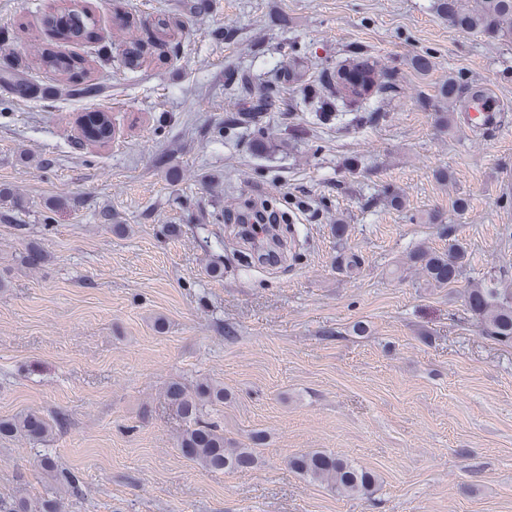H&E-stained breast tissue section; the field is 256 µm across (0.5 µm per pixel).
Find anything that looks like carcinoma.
<instances>
[{
  "instance_id": "carcinoma-1",
  "label": "carcinoma",
  "mask_w": 512,
  "mask_h": 512,
  "mask_svg": "<svg viewBox=\"0 0 512 512\" xmlns=\"http://www.w3.org/2000/svg\"><path fill=\"white\" fill-rule=\"evenodd\" d=\"M438 11L463 33L481 31L497 41L512 42V0H474L471 8L463 10L458 0H436ZM52 34L59 40L78 42L91 38L95 18L84 7H67L48 19ZM44 63L68 76L63 88L65 95L79 99L95 98L103 88L76 80L80 61L75 56L50 54ZM336 90L342 98L361 102L375 92H393L395 83L390 72L368 58H358L336 70L333 76ZM0 87L22 96L34 93L31 84L19 71L1 70ZM112 121L100 112L86 115L83 136L88 140L107 141L111 138ZM465 250L456 244L444 252L418 248L411 257L424 280L429 284L446 285L459 273ZM467 303L482 333L500 343H512V289L479 286L468 290ZM164 399L176 415L185 422L179 442L181 453L210 472L245 471L257 462L254 451L248 447L232 448L224 441V432L208 418L209 408L224 403V388L207 381L186 384L169 383ZM63 417L46 419L38 411H28L13 418L0 420V436L21 435L32 442H48L56 429L64 427ZM289 465L313 482L330 486L345 496L370 494L377 482L373 472L359 468L324 451L299 453L289 459ZM41 469L56 483L79 491V477L60 468L49 453L40 459ZM0 512H61L60 502L43 499L6 500L0 498Z\"/></svg>"
}]
</instances>
